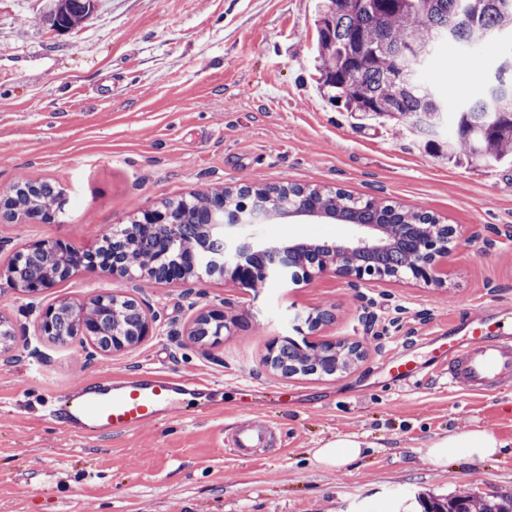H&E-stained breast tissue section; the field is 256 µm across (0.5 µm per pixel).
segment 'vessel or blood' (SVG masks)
Listing matches in <instances>:
<instances>
[{"instance_id":"1","label":"vessel or blood","mask_w":512,"mask_h":512,"mask_svg":"<svg viewBox=\"0 0 512 512\" xmlns=\"http://www.w3.org/2000/svg\"><path fill=\"white\" fill-rule=\"evenodd\" d=\"M428 343L448 372L449 391L486 395L512 382L511 325L466 314L447 335L429 337ZM203 392L197 380L144 369L126 381L87 385L67 405L50 403L48 416L75 433L123 436L173 414L182 401ZM272 432L270 424L255 423L235 429L224 444L234 456L244 457L262 447Z\"/></svg>"}]
</instances>
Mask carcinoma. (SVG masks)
Returning <instances> with one entry per match:
<instances>
[{
	"label": "carcinoma",
	"mask_w": 512,
	"mask_h": 512,
	"mask_svg": "<svg viewBox=\"0 0 512 512\" xmlns=\"http://www.w3.org/2000/svg\"><path fill=\"white\" fill-rule=\"evenodd\" d=\"M96 9V0H58L49 16L53 28L69 30ZM317 52L322 60L321 78L333 91L332 99L347 110L375 119L394 120L415 134L433 136L438 125L448 127V158H465L485 166L512 155V107L489 114L484 100L465 104L457 112H443L441 102L430 97L428 87L416 73L397 75L399 50L404 41L424 49L440 42L448 20L458 13L467 21L456 30V41H467L478 31L512 30V0H321L318 6ZM30 196L25 203L60 218L66 202L62 194L36 188L26 181ZM317 205L324 211L344 213L351 221L375 219L378 224H426L428 218L417 211L383 203H362L350 195L322 194ZM209 197L195 196L190 208L174 209L173 219L184 223L207 209ZM151 240L165 252H186V242L177 236H153ZM121 302L103 318L99 340L112 341V334L127 331L126 309ZM285 372L307 373L315 369L326 375L346 368L344 357L336 361L318 353L286 355L281 359ZM420 512H512V496L460 493L451 498L418 496Z\"/></svg>",
	"instance_id": "1"
}]
</instances>
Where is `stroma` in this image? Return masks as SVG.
<instances>
[{"instance_id":"1","label":"stroma","mask_w":512,"mask_h":512,"mask_svg":"<svg viewBox=\"0 0 512 512\" xmlns=\"http://www.w3.org/2000/svg\"><path fill=\"white\" fill-rule=\"evenodd\" d=\"M51 3L0 0V193L47 182L68 205L60 223H0V265L40 238L85 248L145 207L220 184H316L396 202L439 216L461 242L439 286L355 288L333 276L248 291L220 278L137 286L83 268L35 299L0 294L13 347L0 356V512H395L413 492L512 495V384L449 392L422 342L465 311L512 319V159L456 165L400 126L354 120L318 84V0H102L63 34L47 21ZM502 57L495 43H448L423 76L453 109L487 94ZM261 233L275 243L348 229L290 218ZM113 291L158 316L157 336L92 359L80 341L38 335L33 306ZM221 304L246 324L189 340L192 320ZM316 310L333 315L318 337L361 343L359 361L332 376L270 369L269 342L292 335L294 313ZM408 343L420 378L401 388L385 365ZM143 368L198 379L217 403L118 437L74 436L45 414L59 393ZM283 390L295 395L285 406ZM258 419L275 428L270 447L225 450L226 434ZM473 429L503 449L429 456L434 440ZM346 434L366 443L362 456L315 462Z\"/></svg>"}]
</instances>
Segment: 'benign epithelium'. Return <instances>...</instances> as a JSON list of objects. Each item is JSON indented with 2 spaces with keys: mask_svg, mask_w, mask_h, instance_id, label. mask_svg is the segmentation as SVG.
I'll return each mask as SVG.
<instances>
[{
  "mask_svg": "<svg viewBox=\"0 0 512 512\" xmlns=\"http://www.w3.org/2000/svg\"><path fill=\"white\" fill-rule=\"evenodd\" d=\"M503 42L506 58L499 67L489 95L490 109L500 111L512 91V34L504 31L495 34ZM262 186L253 185L255 191L251 205L238 209L224 201V188H219V195L212 201L214 212L224 216L221 224H202L194 228L200 242L208 249V254L200 260L188 255L174 264L158 262L156 259L141 258L133 264L116 258L106 259L102 256V246L95 242L82 250H75L55 239H39L16 251L6 267H0V282L9 289L30 298L40 296L56 282L69 277L80 268H104L112 275L127 281L165 282L185 284L203 276H218L224 282L242 289L251 288L252 284L262 278L266 281L276 280L286 285L296 283L299 278L311 280L316 277L334 275L351 283L373 281L415 280L427 285L439 282L437 271L441 263L458 245L456 230L446 224H415L402 226L397 233L389 232L381 224H353V233L345 239H318L288 241L263 244L259 230L264 224V215L275 201V194L260 192ZM0 209L8 217L26 216L33 222L39 218L27 215L26 209L15 203L14 195L0 197ZM171 208L152 207L146 209L149 221L136 220L132 224H115L112 232L130 233L134 229L151 223L154 228H161L169 233L176 225L169 223ZM283 217H305L324 223L337 222L336 215L323 211H309L302 203L296 202L283 212ZM403 246L415 253L414 259L404 268L386 272L375 270L359 264L355 256L377 251L389 250ZM54 250L60 264L56 271L46 272L29 282H22L16 276V270L30 256L44 250ZM315 257L311 263H305L303 256ZM126 296L110 293L96 295L86 306H71L77 315L76 325L84 342L98 347L103 355L116 354L132 350L158 332L157 317L144 311L139 312L140 321L132 329L131 339L103 348L98 345V326L91 310L96 305H115ZM57 306L50 305L39 311L37 322L39 333L53 339L57 336ZM295 330L301 339L292 336H279L268 347L269 358H274L277 351L285 344H294L300 353L320 352L325 354H343L350 359L357 357L360 350L355 343L346 340H310L323 318L311 314L304 316L297 313L293 317ZM237 323L224 307L212 306L201 313L190 326L187 335L197 336L202 329L211 325L219 327L218 335Z\"/></svg>",
  "mask_w": 512,
  "mask_h": 512,
  "instance_id": "7a95c632",
  "label": "benign epithelium"
}]
</instances>
